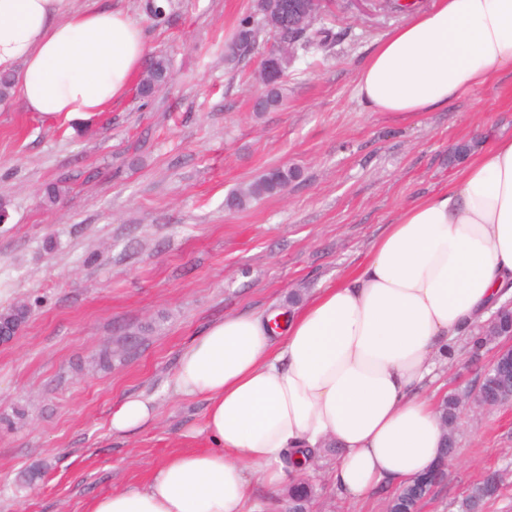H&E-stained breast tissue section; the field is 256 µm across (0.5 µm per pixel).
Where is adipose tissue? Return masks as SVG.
<instances>
[{"label": "adipose tissue", "mask_w": 512, "mask_h": 512, "mask_svg": "<svg viewBox=\"0 0 512 512\" xmlns=\"http://www.w3.org/2000/svg\"><path fill=\"white\" fill-rule=\"evenodd\" d=\"M141 28L66 0H0V74L27 109L101 112L140 70ZM512 69V0H433L357 76L373 112H428ZM512 296V138L476 149L447 189L402 206L364 262L291 311L224 318L182 350L174 392L205 403L204 448L85 512H264L285 454L335 442L343 497L402 485L443 457L436 359Z\"/></svg>", "instance_id": "ef3b65f1"}]
</instances>
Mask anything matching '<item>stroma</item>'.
Listing matches in <instances>:
<instances>
[{
  "label": "stroma",
  "instance_id": "obj_1",
  "mask_svg": "<svg viewBox=\"0 0 512 512\" xmlns=\"http://www.w3.org/2000/svg\"><path fill=\"white\" fill-rule=\"evenodd\" d=\"M71 0L118 8L173 81L150 102L135 89L105 111L62 121L0 100V308L26 300L28 323L0 346V512H84L97 496L144 485L164 458L201 447L204 403L173 391L181 349L207 325L287 305L341 280L400 207L441 191L458 144L512 136V71L429 112H373L357 73L408 16L326 0L329 47L288 69L282 104L254 112L258 56L229 61L225 41L249 0ZM279 164L301 177L244 210L226 195ZM68 187L48 204L44 189ZM495 355L458 348L425 393L474 387ZM156 415L127 434L110 419L126 397ZM336 457L308 472L311 512H387L396 487L340 496ZM42 477L19 485L20 472ZM502 473L483 512H512V405L464 410L445 480L420 512H460L484 473Z\"/></svg>",
  "mask_w": 512,
  "mask_h": 512
}]
</instances>
